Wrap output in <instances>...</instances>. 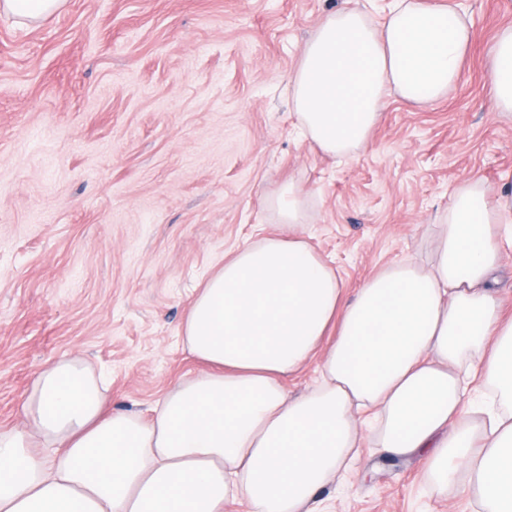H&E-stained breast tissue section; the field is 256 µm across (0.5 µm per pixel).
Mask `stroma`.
<instances>
[{
    "label": "stroma",
    "mask_w": 512,
    "mask_h": 512,
    "mask_svg": "<svg viewBox=\"0 0 512 512\" xmlns=\"http://www.w3.org/2000/svg\"><path fill=\"white\" fill-rule=\"evenodd\" d=\"M378 0H65L33 26L0 15V431L35 375L77 356L104 373L106 410L151 419L197 363L182 325L238 247L287 234L270 199L293 186L297 231L347 295L410 260L429 268L457 188L512 190V117L491 108L490 50L512 0L459 7L472 31L440 99H387L354 156L299 136L288 78L320 19ZM419 457L366 432L325 512H475Z\"/></svg>",
    "instance_id": "1"
}]
</instances>
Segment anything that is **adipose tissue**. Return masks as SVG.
Listing matches in <instances>:
<instances>
[{"label":"adipose tissue","instance_id":"obj_1","mask_svg":"<svg viewBox=\"0 0 512 512\" xmlns=\"http://www.w3.org/2000/svg\"><path fill=\"white\" fill-rule=\"evenodd\" d=\"M470 39L458 12L419 0H394L378 26L351 8L325 15L289 77L302 136L352 156L388 92L443 95ZM488 86L495 110L512 112V27L491 49ZM502 239L512 245V194L491 202L474 183L457 191L429 269L390 266L350 299L297 235L239 247L183 323L202 370L151 420L104 414V387L78 359L39 372L24 428L0 432V512H319L369 420L440 493L461 487L478 512H512V316L491 286ZM314 358L319 382L290 398L286 381Z\"/></svg>","mask_w":512,"mask_h":512}]
</instances>
